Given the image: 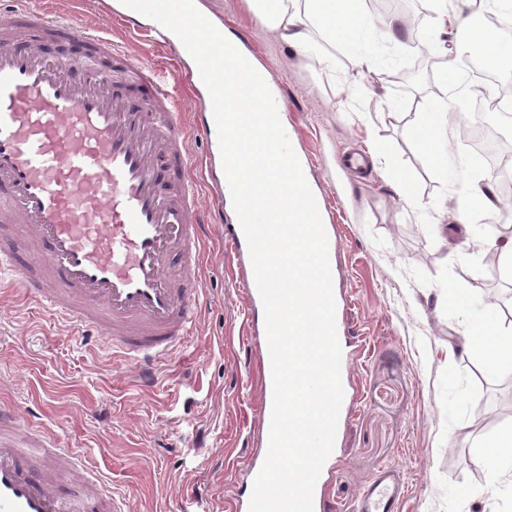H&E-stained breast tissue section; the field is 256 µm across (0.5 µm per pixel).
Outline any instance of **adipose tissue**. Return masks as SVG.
<instances>
[{"instance_id": "ef3b65f1", "label": "adipose tissue", "mask_w": 512, "mask_h": 512, "mask_svg": "<svg viewBox=\"0 0 512 512\" xmlns=\"http://www.w3.org/2000/svg\"><path fill=\"white\" fill-rule=\"evenodd\" d=\"M252 12L283 41L309 48L311 20H318L332 35L344 36L361 25L360 0H247ZM466 353L479 354L488 364L512 365V334L484 324L468 331Z\"/></svg>"}]
</instances>
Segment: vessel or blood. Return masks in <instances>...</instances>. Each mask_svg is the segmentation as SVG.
Returning a JSON list of instances; mask_svg holds the SVG:
<instances>
[{"label":"vessel or blood","mask_w":512,"mask_h":512,"mask_svg":"<svg viewBox=\"0 0 512 512\" xmlns=\"http://www.w3.org/2000/svg\"><path fill=\"white\" fill-rule=\"evenodd\" d=\"M1 30H32L39 44L0 49V224L19 225L31 262L0 247L13 286L63 321L94 327L113 351L153 371L195 335L206 226L188 174L190 126L158 77L119 52L90 25L16 0L0 13ZM75 41L112 58L131 83L149 87L152 109L140 112L109 90L107 73L41 56L40 43ZM167 162L176 181L160 185ZM231 282L261 305L240 224L224 227ZM260 361V418L270 424L272 365L265 329L255 332ZM64 463L86 482L82 495L54 485ZM404 493L398 470L381 468L354 512H395ZM0 512H129L126 497L89 474L73 449L31 436L21 418L0 419Z\"/></svg>","instance_id":"obj_1"}]
</instances>
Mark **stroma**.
Returning a JSON list of instances; mask_svg holds the SVG:
<instances>
[{
    "instance_id": "obj_1",
    "label": "stroma",
    "mask_w": 512,
    "mask_h": 512,
    "mask_svg": "<svg viewBox=\"0 0 512 512\" xmlns=\"http://www.w3.org/2000/svg\"><path fill=\"white\" fill-rule=\"evenodd\" d=\"M102 0H30L89 24H102L123 47L169 72L186 119L200 107L191 72L175 45L152 43L141 18L103 19ZM237 47L270 76L283 126L339 249L336 298L344 385L351 414L339 424L326 495L350 508L384 464L405 478L399 512H512V476L493 471L483 444L512 428V417L483 424L512 401V369L466 354L465 330L492 321L512 331V316L485 311L491 276L484 263L495 241L477 226L496 208L458 210L459 188L489 171L473 162L456 132L477 94L474 78L452 69L431 93L380 78L412 55L404 12L387 37L364 23L379 46L374 68L356 39L314 36L326 67L280 39L246 0H201ZM448 104L445 155L434 162L411 129L433 102ZM376 149L365 171L344 168L351 149ZM402 173L410 198L392 181ZM206 212L200 288L202 315L192 341L144 386L135 366L94 331L67 326L49 310L0 286V404L76 448L107 486L130 497L134 512H224L226 496H247L244 465L259 427L258 348L226 347L261 322L224 267L221 219Z\"/></svg>"
}]
</instances>
